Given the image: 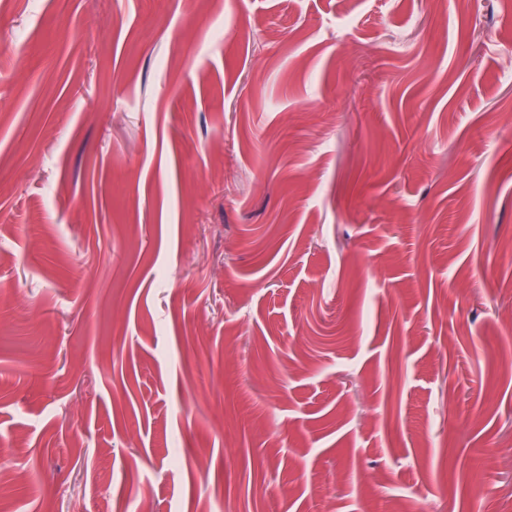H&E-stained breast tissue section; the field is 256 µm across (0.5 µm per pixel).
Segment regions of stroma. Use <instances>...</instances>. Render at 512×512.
<instances>
[{
    "label": "stroma",
    "instance_id": "stroma-1",
    "mask_svg": "<svg viewBox=\"0 0 512 512\" xmlns=\"http://www.w3.org/2000/svg\"><path fill=\"white\" fill-rule=\"evenodd\" d=\"M444 2L0 0V512H512V0Z\"/></svg>",
    "mask_w": 512,
    "mask_h": 512
}]
</instances>
